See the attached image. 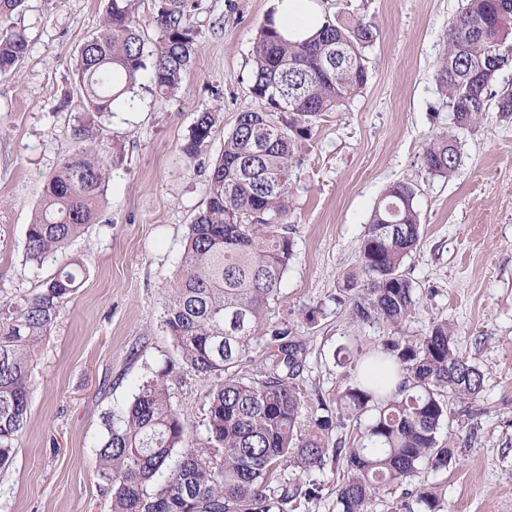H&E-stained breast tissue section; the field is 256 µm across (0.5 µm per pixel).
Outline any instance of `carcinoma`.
<instances>
[{"label":"carcinoma","mask_w":512,"mask_h":512,"mask_svg":"<svg viewBox=\"0 0 512 512\" xmlns=\"http://www.w3.org/2000/svg\"><path fill=\"white\" fill-rule=\"evenodd\" d=\"M24 2L0 0L1 76L12 74L29 51L24 33L9 24ZM138 2L110 0L103 25L78 51L83 118L26 231V260L36 267L97 221L109 173L89 143L100 133L94 118L113 112L145 77L154 93L175 92L198 54L191 25L197 0H159V37L152 44L141 35ZM377 36L372 22L355 16L327 21L302 42L283 38L270 18L258 28L249 94L261 108L237 114L208 168L206 207L190 224L167 288L161 325L178 359L139 385L126 410L108 420L97 450L109 512H295L297 501L315 499L319 487L280 482L282 467L310 472L330 458L345 464L338 512H374L381 491L403 486L422 465L446 469L456 462V449L439 431L451 415L450 401L477 399L483 375L459 354L448 320L432 322L420 336L405 335L417 298L402 266L421 238L414 185L387 188L359 243L356 271L343 284L352 316L388 336L365 366L347 374L336 404L316 394L320 414L305 435L296 424L306 347L293 328L270 317L295 256L288 171L325 113L340 111L366 86V51ZM446 39L434 77L449 124L468 130L492 109L512 115V87L497 85L512 66V0H465ZM218 119L213 109L198 113L183 146L187 158L207 146ZM421 163L433 177H450L461 163L457 136L430 138ZM85 274L75 257L39 292L0 304V468L12 461L27 422L37 350ZM260 341L271 369L250 377L244 365ZM386 362L402 377L394 391L387 376L374 375ZM184 372L212 379L205 447L194 444L171 402L169 380ZM347 419L358 432L342 448L332 431ZM414 502L405 512H444L437 487L418 491Z\"/></svg>","instance_id":"1"}]
</instances>
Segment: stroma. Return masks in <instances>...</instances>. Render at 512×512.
<instances>
[{
    "instance_id": "stroma-1",
    "label": "stroma",
    "mask_w": 512,
    "mask_h": 512,
    "mask_svg": "<svg viewBox=\"0 0 512 512\" xmlns=\"http://www.w3.org/2000/svg\"><path fill=\"white\" fill-rule=\"evenodd\" d=\"M321 2L326 19L367 18L379 37L368 52L363 93L326 116L288 176L296 257L271 317L307 343L300 386L310 400L297 428L313 426L312 395L333 400L344 386L334 350L355 339L370 348L386 336L353 320L339 297L373 208L388 186L411 183L419 189L423 236L403 266L418 298L407 329L420 335L432 321L448 320L462 357L484 380L477 414L452 416L440 430L458 446L456 465L423 467L407 489L440 484L445 512H512V116L488 113L461 134L458 170L447 179L428 175L422 149L448 128L434 73L461 0ZM271 5L202 0L192 13L199 44L193 68L174 95L143 87L102 118L106 131L94 146L111 167L99 218L39 268L25 259L26 229L45 183L73 146L77 51L101 26L108 2L28 0L13 15L30 51L12 75L0 77V302L36 293L74 256L88 274L36 355L27 427L12 463L0 469V512H108L96 460L105 421L178 357L160 327L166 288L188 226L205 206L208 165L238 112L256 105L248 91L250 53ZM216 105L221 120L207 147L187 159L181 147L198 112ZM316 306L323 314L306 321L305 310ZM210 386L189 374L172 382V404L202 445ZM280 478L320 484L319 499L297 512H336L341 462L308 473L288 467ZM404 490L385 491L376 512H398Z\"/></svg>"
}]
</instances>
